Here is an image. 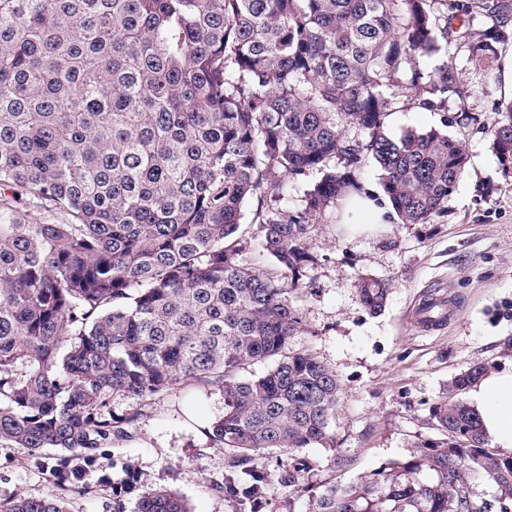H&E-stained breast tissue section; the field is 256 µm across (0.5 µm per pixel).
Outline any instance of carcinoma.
<instances>
[{
  "mask_svg": "<svg viewBox=\"0 0 512 512\" xmlns=\"http://www.w3.org/2000/svg\"><path fill=\"white\" fill-rule=\"evenodd\" d=\"M510 39L512 0H0V447L91 463L193 381L224 395L208 432L233 453L224 491L259 504L254 452L333 440L340 381L291 349V294L319 264L313 217L363 190L369 160L400 222L428 223L466 151L436 128L390 135L389 96L414 86L445 112L467 90L418 60L449 45L491 59ZM501 114L492 148L511 164L512 100ZM311 176L288 208V184ZM257 241L264 266L247 261ZM356 290L366 311L385 307V281ZM486 373L476 362L448 382L439 438L323 486L310 512H512V452L465 399ZM66 504L17 495L0 512ZM138 512L190 509L147 487Z\"/></svg>",
  "mask_w": 512,
  "mask_h": 512,
  "instance_id": "carcinoma-1",
  "label": "carcinoma"
}]
</instances>
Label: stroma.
<instances>
[{
  "label": "stroma",
  "instance_id": "1",
  "mask_svg": "<svg viewBox=\"0 0 512 512\" xmlns=\"http://www.w3.org/2000/svg\"><path fill=\"white\" fill-rule=\"evenodd\" d=\"M475 60L448 47L419 61L422 70L451 62L469 91L465 102H449V113L466 107L473 122L450 126L468 156L447 206L427 224L397 217L373 231L353 233L339 210L316 216L311 244L320 263L294 304L302 329L292 347L332 368L341 384L333 422L335 443L255 452L254 467L267 477L260 512H309L280 476L296 464L311 487L346 483L393 459L414 455L435 438L433 407L447 395L449 380L469 365L512 366V164L491 148L490 130L501 103L504 58ZM412 89L397 92L388 121L390 134L441 125L443 113L418 106ZM385 280L390 288L379 314L360 305V275ZM441 296L450 306L443 326L425 330L415 320L420 302ZM224 413L222 394L191 385L154 398L132 426L130 439L104 448L82 473L71 475L76 493L69 512H137L145 487L180 494L191 512H250L226 496L229 453L198 426ZM58 453L29 455L0 447V499L25 493L52 498L64 477Z\"/></svg>",
  "mask_w": 512,
  "mask_h": 512
}]
</instances>
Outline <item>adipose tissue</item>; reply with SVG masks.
I'll use <instances>...</instances> for the list:
<instances>
[{
	"mask_svg": "<svg viewBox=\"0 0 512 512\" xmlns=\"http://www.w3.org/2000/svg\"><path fill=\"white\" fill-rule=\"evenodd\" d=\"M390 209L379 192L368 189L342 207V221L352 229L368 231L386 223ZM469 394L484 434L500 448H512V367L487 373Z\"/></svg>",
	"mask_w": 512,
	"mask_h": 512,
	"instance_id": "ef3b65f1",
	"label": "adipose tissue"
}]
</instances>
